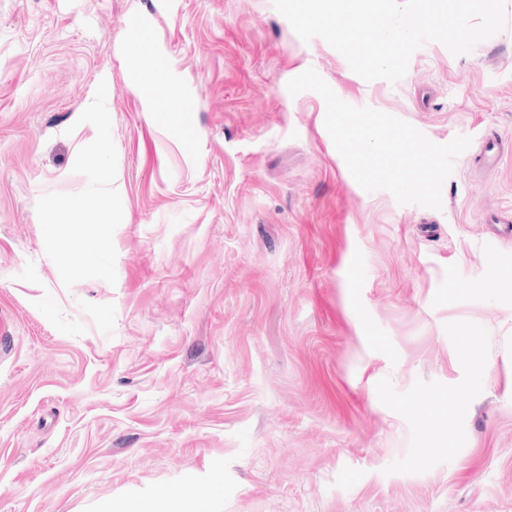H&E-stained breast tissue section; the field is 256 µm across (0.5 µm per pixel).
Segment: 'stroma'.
<instances>
[{"instance_id": "35a3bbf8", "label": "stroma", "mask_w": 512, "mask_h": 512, "mask_svg": "<svg viewBox=\"0 0 512 512\" xmlns=\"http://www.w3.org/2000/svg\"><path fill=\"white\" fill-rule=\"evenodd\" d=\"M506 15L392 84L273 0H0V512H512Z\"/></svg>"}]
</instances>
